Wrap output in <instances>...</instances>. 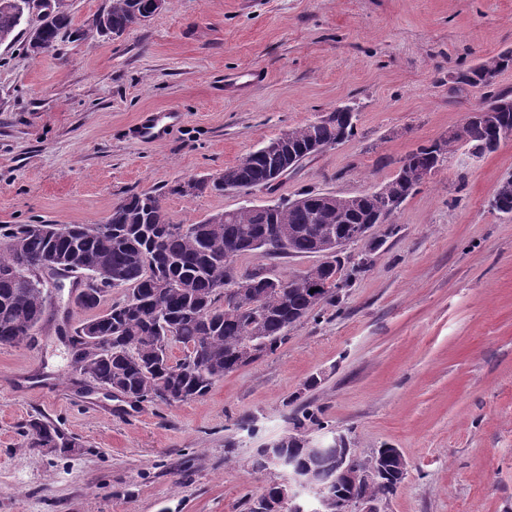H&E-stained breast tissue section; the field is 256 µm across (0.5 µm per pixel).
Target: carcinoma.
<instances>
[{"label":"carcinoma","instance_id":"cac0c4a2","mask_svg":"<svg viewBox=\"0 0 512 512\" xmlns=\"http://www.w3.org/2000/svg\"><path fill=\"white\" fill-rule=\"evenodd\" d=\"M148 0H111L99 17L116 36L140 26ZM25 20L18 3H0V41L12 43ZM71 25L64 9L41 20L38 43L26 38L27 51L38 56L56 47ZM502 135H494L481 123H472L464 139L449 131L442 138L448 154L459 147L485 155L512 137V110L498 118ZM352 119L340 114L314 128L305 124L288 130V150L297 161L307 159L310 134L323 146L342 143L354 135ZM436 143L420 145L405 157L406 167L395 182L398 195L409 197L420 187L418 173L432 163ZM288 167L276 168L266 156L248 154L224 169L212 183L189 181L182 194L206 189L224 191V183L243 190L262 186ZM191 224L188 230L170 221L158 196L133 194L112 209L105 231L91 232L86 224L66 225L67 234H56L57 225L45 224L33 233L18 224L0 243V345L32 343L42 327L47 298L27 279V270L43 265L49 254L73 258L84 270L108 268L129 297L139 304H113L97 318L81 323L70 336L72 347L83 344L86 330L97 325V339L111 343L93 354L87 375L96 383L133 404L184 402L207 394L214 383L257 359L274 353L288 338V329L314 311L313 288L321 305L336 304L341 283L340 256L332 238L351 235L353 216L341 206L329 207L321 194L306 191L295 201H283L259 210L252 205ZM255 252L270 257L318 256L320 260L300 275L281 278L285 287L273 288L266 267L248 270L253 277L251 297L233 302L218 293L236 274L237 259ZM179 343L197 358L203 372L182 360L171 361V344ZM27 435L38 448H69L73 437L56 425L33 419ZM281 447L307 467L314 466L303 441L292 435L279 439Z\"/></svg>","mask_w":512,"mask_h":512}]
</instances>
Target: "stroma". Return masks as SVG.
Wrapping results in <instances>:
<instances>
[{
    "label": "stroma",
    "mask_w": 512,
    "mask_h": 512,
    "mask_svg": "<svg viewBox=\"0 0 512 512\" xmlns=\"http://www.w3.org/2000/svg\"><path fill=\"white\" fill-rule=\"evenodd\" d=\"M111 0H68L70 35L32 56L0 46V236L18 224H102L131 194L160 195L191 224L305 191L352 196L390 181L418 146L460 126L482 89L454 74L512 50V0H168L108 39ZM260 71L248 87L227 74ZM355 108V133L273 190L177 193L262 143ZM181 119L159 143L125 131L147 112ZM512 177V138L450 161L348 245L337 305L202 397L133 405L81 375L57 334L98 309L49 310L34 345L0 346V512H248L276 472L260 448L295 411L356 454L391 447L407 473L380 512H512V214L492 210ZM39 417L74 436L32 446Z\"/></svg>",
    "instance_id": "obj_1"
}]
</instances>
